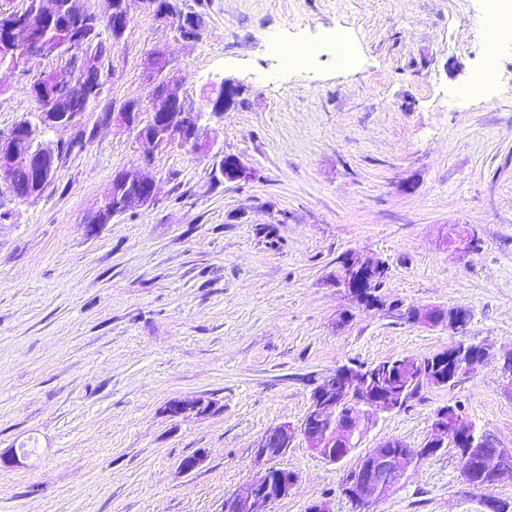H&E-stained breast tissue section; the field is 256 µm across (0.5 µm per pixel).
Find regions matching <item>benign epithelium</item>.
<instances>
[{
  "instance_id": "obj_1",
  "label": "benign epithelium",
  "mask_w": 512,
  "mask_h": 512,
  "mask_svg": "<svg viewBox=\"0 0 512 512\" xmlns=\"http://www.w3.org/2000/svg\"><path fill=\"white\" fill-rule=\"evenodd\" d=\"M131 21L127 0L112 8L104 17L88 12L77 16L75 27L63 33L54 44L52 53L67 61V68L79 71L86 65L87 59L75 54L81 30L85 27L97 28L106 24L115 38H120ZM24 16L14 13L0 19V28L7 35L0 40V50L13 52L20 45L22 58L41 57L45 45L37 40H21L19 33L23 27ZM161 77L162 90L149 104L150 119L140 130L143 139L155 144L179 143L189 146L197 153L210 159V177L216 182H236L251 177V170L235 155H226L218 147V139L207 122V115L224 111L231 95L236 93L234 84L223 80L212 86L211 95L193 108L186 104L181 85L173 70L168 67L156 71ZM54 81L67 87L76 102L74 111L59 115L55 112L41 113L44 130L70 126L86 112L88 105L97 97L98 89L83 86L72 78L54 76ZM195 113L191 122L176 126L183 111ZM59 146L42 141L35 149H26L12 142V138L0 140V188L14 190L16 174L23 170L36 175V190H41L46 181L52 179L59 163ZM157 195L155 181L144 174L140 168L133 167L112 178V216L116 217L133 205H149ZM386 266L379 260H369L357 253L349 255L344 269L336 276L337 284L348 287L352 276L365 272L374 277L383 274ZM396 316L411 323L427 326L446 325L457 335H465L469 313L461 308L446 318H439L436 309L410 306L392 307ZM455 356H466L467 366L483 362L492 356L491 347L485 343H466L460 349H452ZM401 397L387 392L373 383L366 367L339 366L316 386L309 398L306 417L294 427L283 424L267 432L255 447L256 461L266 464L285 454L297 436H302L309 447L321 457L334 462L342 455L349 454L350 430L359 428L355 415L368 411L374 414L391 413L401 406ZM205 410L204 401L195 399H173L168 401L163 412L169 417H179L188 412ZM454 429L457 439L465 445L463 457L482 462L483 475L487 480L500 483L512 480V448L495 445L485 448L481 440L475 438L468 428L455 420L454 410L450 407L441 410L434 418L431 432L419 452L428 454L448 447V429ZM400 446L399 440L391 438L370 449L365 457L366 466H356L346 474L344 491L357 512H363L369 504L387 496L402 479L405 471L416 463L417 456L410 453H394L392 449ZM207 454L201 449L194 455L183 459L179 473L188 474L199 468ZM295 485L294 476L288 470L269 466L265 468L245 491L224 500L221 512H272V506L288 497Z\"/></svg>"
}]
</instances>
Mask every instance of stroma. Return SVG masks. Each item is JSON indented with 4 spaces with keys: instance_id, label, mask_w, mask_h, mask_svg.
I'll return each mask as SVG.
<instances>
[{
    "instance_id": "35a3bbf8",
    "label": "stroma",
    "mask_w": 512,
    "mask_h": 512,
    "mask_svg": "<svg viewBox=\"0 0 512 512\" xmlns=\"http://www.w3.org/2000/svg\"><path fill=\"white\" fill-rule=\"evenodd\" d=\"M205 28L184 39L131 0L120 39L101 38L103 89L79 122L47 132L73 142L37 199L0 189V512H221L257 476L256 442L299 424L310 390L340 365L431 356L453 331L391 317V304L462 307L467 336L494 355L452 386H427L383 413L332 463L295 438L276 467L296 476L273 512H354L343 474L370 448L428 438L438 409L458 407L477 431L512 446V45L498 50L486 95L485 0H178ZM343 31L355 62L337 61ZM317 43L305 67L269 48ZM168 60L189 106L230 80L212 119L218 144L250 179L216 184L209 161L154 146L112 120L130 103L140 123ZM0 67V137L36 120L26 86L62 69ZM143 167L158 194L111 223L89 219L116 173ZM474 233V253L447 237ZM356 252L389 268L382 306L338 287ZM211 408L179 418L172 399ZM205 450L190 474L180 461ZM512 503V481L465 488L455 449L409 470L370 512H485Z\"/></svg>"
}]
</instances>
